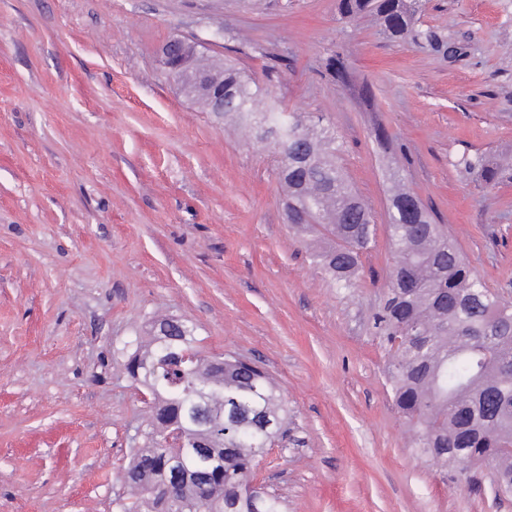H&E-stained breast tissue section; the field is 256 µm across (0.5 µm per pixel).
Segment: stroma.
Wrapping results in <instances>:
<instances>
[{
	"mask_svg": "<svg viewBox=\"0 0 512 512\" xmlns=\"http://www.w3.org/2000/svg\"><path fill=\"white\" fill-rule=\"evenodd\" d=\"M442 47L338 0H0V512H119L147 409L125 365L156 314L264 366L296 428L255 471L285 512H512L421 460L371 316L400 173L475 273L512 298V0H422ZM175 36L322 117L370 206L360 288H334L285 219L271 150L161 65ZM388 138H376V129ZM462 163L466 170L478 169L486 183H496L507 176L512 179V157L491 162L483 156H477L474 159L465 158Z\"/></svg>",
	"mask_w": 512,
	"mask_h": 512,
	"instance_id": "1",
	"label": "stroma"
}]
</instances>
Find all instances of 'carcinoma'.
<instances>
[{
	"instance_id": "obj_1",
	"label": "carcinoma",
	"mask_w": 512,
	"mask_h": 512,
	"mask_svg": "<svg viewBox=\"0 0 512 512\" xmlns=\"http://www.w3.org/2000/svg\"><path fill=\"white\" fill-rule=\"evenodd\" d=\"M351 20L371 18L391 37L438 42L418 27V0H339ZM211 84L224 82V117L247 138L270 145L288 223L338 287L360 286L362 256L374 242L371 210L336 161V132L320 120L261 103L260 87L231 62L196 63ZM487 183L512 177V157L463 159ZM392 262L373 316L387 353L386 385L419 455L477 486L473 468L489 464L512 496V299L472 270L445 224L397 181L388 197ZM127 370L151 397L148 439L124 468L137 512H283L281 498L253 486L254 470L290 430L281 387L260 366L232 354L207 355L188 320L151 317L135 337ZM209 393V413L224 421L208 435L194 397ZM208 437L210 452L189 464L209 472L190 497L156 492L173 459L167 435Z\"/></svg>"
}]
</instances>
